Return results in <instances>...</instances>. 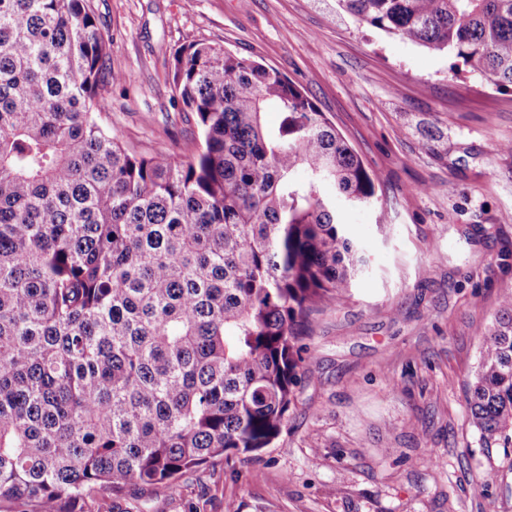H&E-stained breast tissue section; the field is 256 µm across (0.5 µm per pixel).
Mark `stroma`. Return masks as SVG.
I'll return each mask as SVG.
<instances>
[{
    "mask_svg": "<svg viewBox=\"0 0 512 512\" xmlns=\"http://www.w3.org/2000/svg\"><path fill=\"white\" fill-rule=\"evenodd\" d=\"M112 38L105 126L180 151L195 118L173 55L223 44L295 82L379 179L383 212L345 211L368 260L315 326L287 426L157 494L131 481L75 512H512V468L482 448L465 390L480 339L512 289V88L447 54L338 14L332 0H91ZM500 479L484 487L483 473Z\"/></svg>",
    "mask_w": 512,
    "mask_h": 512,
    "instance_id": "35a3bbf8",
    "label": "stroma"
}]
</instances>
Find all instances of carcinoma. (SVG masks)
<instances>
[{
	"label": "carcinoma",
	"instance_id": "carcinoma-1",
	"mask_svg": "<svg viewBox=\"0 0 512 512\" xmlns=\"http://www.w3.org/2000/svg\"><path fill=\"white\" fill-rule=\"evenodd\" d=\"M337 2L512 87V0ZM111 46L90 0H0V502L22 512L271 445L310 325L367 265L336 202L377 204L376 178L293 81L189 43L199 139L141 151L99 121ZM466 401L512 470V291Z\"/></svg>",
	"mask_w": 512,
	"mask_h": 512
}]
</instances>
